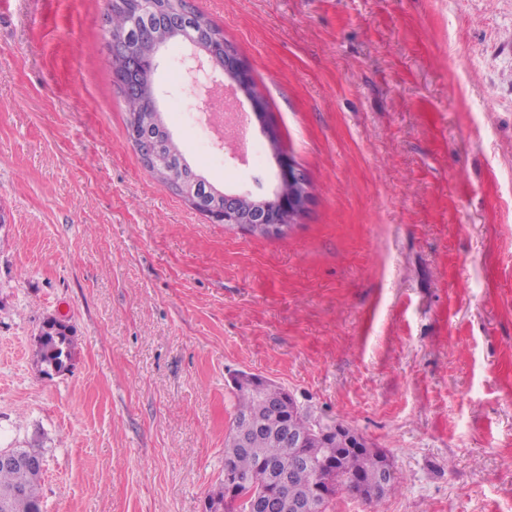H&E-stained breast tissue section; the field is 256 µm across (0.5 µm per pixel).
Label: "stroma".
I'll list each match as a JSON object with an SVG mask.
<instances>
[{
  "label": "stroma",
  "instance_id": "1",
  "mask_svg": "<svg viewBox=\"0 0 512 512\" xmlns=\"http://www.w3.org/2000/svg\"><path fill=\"white\" fill-rule=\"evenodd\" d=\"M108 0H0V448L37 441L43 512H203L233 377L285 388L396 470L381 512H512V0H190L249 64L313 187L279 238L209 222L126 137ZM187 47L159 109L203 162ZM68 371L33 362L43 321ZM74 350V334L71 325L61 323L55 316L45 318L34 351L41 372L51 376L61 373L71 365Z\"/></svg>",
  "mask_w": 512,
  "mask_h": 512
}]
</instances>
